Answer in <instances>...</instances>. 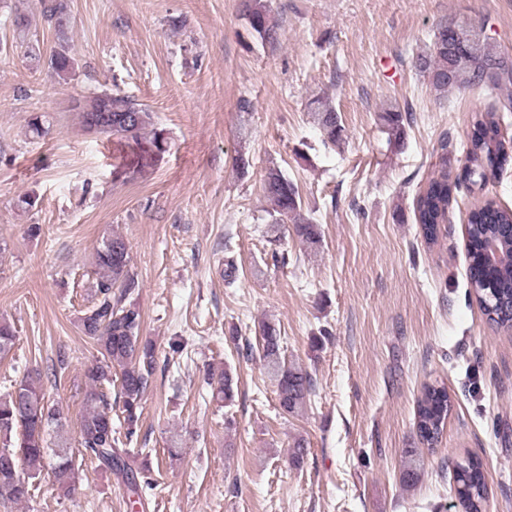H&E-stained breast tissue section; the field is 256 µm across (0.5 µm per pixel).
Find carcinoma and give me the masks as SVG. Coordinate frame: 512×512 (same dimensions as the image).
<instances>
[{
    "mask_svg": "<svg viewBox=\"0 0 512 512\" xmlns=\"http://www.w3.org/2000/svg\"><path fill=\"white\" fill-rule=\"evenodd\" d=\"M43 21L54 29L57 42L47 64L54 76L68 80L75 75L77 63L69 44V15L66 0H39ZM242 12L250 29L269 45L279 42L277 25L272 22L264 0H241ZM418 67L437 94L481 88L494 94L512 86V56L500 51L482 30L467 21L439 25L433 33L426 54L418 58ZM112 108V124L93 129V119L106 108ZM82 128L107 138L138 140L151 138L159 152L166 150L164 130L156 126L153 113L134 98L103 89L89 96L71 98ZM308 112L317 124L324 142L343 140L344 128L338 120L331 100L320 96L311 99ZM496 112H512V95L491 106L474 122V132L465 146L472 167L464 172L469 178L478 172L483 178L507 159L512 140L505 138L494 119ZM389 141L395 146L404 142L406 125L412 120L408 108L388 106L380 114ZM34 138L49 134L45 116L33 112L27 121ZM448 143H441V153L434 171L414 200V217L427 242L438 238V226L448 221L452 203V187L448 183ZM263 192L270 203L268 232L281 234L286 224L293 234L315 250L321 243V230L303 210L298 187L278 167L267 170ZM469 279L473 294L487 320L512 327V208L491 198L478 203L471 212L466 229ZM93 294L89 305L81 310L79 329L90 339L100 354L86 367L79 385L82 411L76 437L77 446L67 440L49 446V437L62 432L63 414L44 388V380L56 376V369H37L22 377L13 389L0 396V503L25 502L33 496V482L45 467H50L59 493L67 497L76 486L78 466L75 455L98 462L121 480L126 492L142 498L153 489L148 459L131 448L137 435L141 402L155 373L158 359L156 345L142 336V313L135 301L140 281L130 265L129 247L120 234L101 239L93 255ZM261 357L274 381L278 407L284 414L303 410L314 392L312 374L288 363L277 324L261 321L259 328ZM13 328L0 321V360L15 347ZM118 381L116 395L110 394L113 381ZM213 396L230 402L235 396L234 381L224 371L219 378L206 374ZM118 409L122 421L115 425L112 409ZM449 395L444 385L428 384L417 401L416 428L420 443L433 448L444 431L448 417ZM422 455L417 448L403 451L401 483L412 488L421 476ZM456 492L464 512H483L488 499L482 462L468 456L453 465Z\"/></svg>",
    "mask_w": 512,
    "mask_h": 512,
    "instance_id": "obj_1",
    "label": "carcinoma"
}]
</instances>
